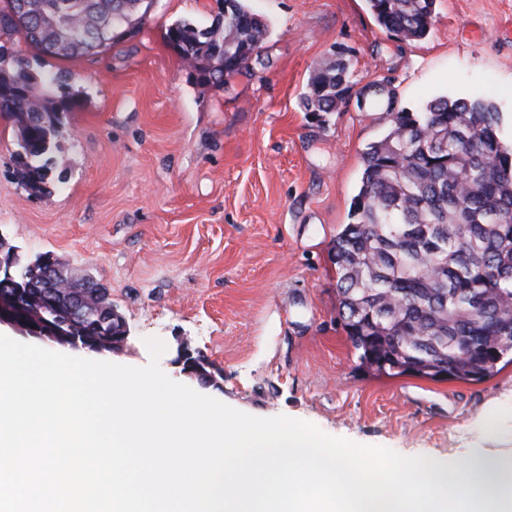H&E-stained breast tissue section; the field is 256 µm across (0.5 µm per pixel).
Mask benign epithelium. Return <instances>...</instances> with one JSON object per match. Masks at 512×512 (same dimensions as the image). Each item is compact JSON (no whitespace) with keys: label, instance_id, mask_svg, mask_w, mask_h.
Wrapping results in <instances>:
<instances>
[{"label":"benign epithelium","instance_id":"obj_1","mask_svg":"<svg viewBox=\"0 0 512 512\" xmlns=\"http://www.w3.org/2000/svg\"><path fill=\"white\" fill-rule=\"evenodd\" d=\"M38 260L48 267V272L54 273L60 287L76 289L73 299L63 310L52 298L37 300L41 320L33 324L0 313V327H9L33 339L63 346L70 344L95 353L111 352L127 343L130 330L122 315L112 306L104 309L102 315L106 323L111 320L119 321V328L112 330L111 342L103 347L79 335L86 318L98 308L94 302L95 288L86 279L79 278L77 273L64 274L56 265V259L50 254H42L38 256ZM29 289L30 285L20 276L14 262L6 263L0 259V296L10 299L17 305H23L32 301ZM173 363L182 366L184 374L198 379L205 385L216 383V379L206 371L205 362L194 355L183 342L178 345Z\"/></svg>","mask_w":512,"mask_h":512}]
</instances>
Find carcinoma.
<instances>
[{
  "label": "carcinoma",
  "instance_id": "1",
  "mask_svg": "<svg viewBox=\"0 0 512 512\" xmlns=\"http://www.w3.org/2000/svg\"><path fill=\"white\" fill-rule=\"evenodd\" d=\"M210 25H171L167 42L202 84L249 67L268 24L241 0ZM378 24L404 39L428 35L436 0H367ZM0 0V115L17 128L21 185L47 191L50 152L76 93L66 77L39 70L41 55L98 53L147 19L152 0ZM15 38L27 58L7 46ZM350 62H321L307 84L306 111H338L352 89ZM385 135L363 155L350 219L336 233L339 318L360 367L388 376L480 381L512 363V147L501 112L483 98L437 97L388 113Z\"/></svg>",
  "mask_w": 512,
  "mask_h": 512
}]
</instances>
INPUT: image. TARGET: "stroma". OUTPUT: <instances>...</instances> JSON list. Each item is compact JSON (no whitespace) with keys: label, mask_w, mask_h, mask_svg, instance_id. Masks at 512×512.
I'll return each instance as SVG.
<instances>
[{"label":"stroma","mask_w":512,"mask_h":512,"mask_svg":"<svg viewBox=\"0 0 512 512\" xmlns=\"http://www.w3.org/2000/svg\"><path fill=\"white\" fill-rule=\"evenodd\" d=\"M269 37L251 72L217 89L167 44L178 21L210 25L216 0H153L145 23L103 52L68 60L81 96L53 156L63 179L19 182L15 128L0 117V240L50 253L109 288L131 335L104 361L143 367L146 339L173 381L257 417L284 415L331 437L442 466L512 449V364L480 381L374 376L338 315L331 243L357 194L362 156L396 108L441 95L492 98L512 142V0H436L427 37L405 40L366 0H245ZM345 52L354 86L325 121L302 95ZM217 386L182 373L179 342Z\"/></svg>","instance_id":"35a3bbf8"}]
</instances>
